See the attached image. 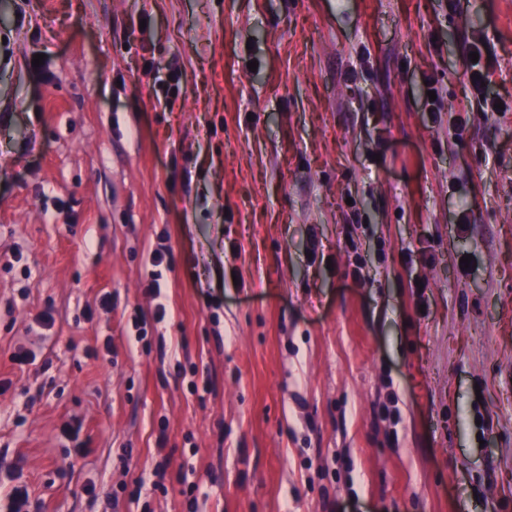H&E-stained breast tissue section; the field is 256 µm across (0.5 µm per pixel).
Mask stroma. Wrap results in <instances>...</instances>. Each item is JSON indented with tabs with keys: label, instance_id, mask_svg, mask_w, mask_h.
<instances>
[{
	"label": "stroma",
	"instance_id": "1",
	"mask_svg": "<svg viewBox=\"0 0 512 512\" xmlns=\"http://www.w3.org/2000/svg\"><path fill=\"white\" fill-rule=\"evenodd\" d=\"M161 461L197 509L123 492ZM16 485L512 512V0H0V512Z\"/></svg>",
	"mask_w": 512,
	"mask_h": 512
}]
</instances>
